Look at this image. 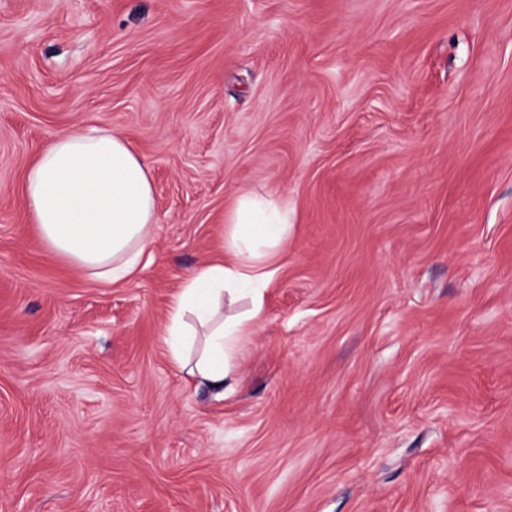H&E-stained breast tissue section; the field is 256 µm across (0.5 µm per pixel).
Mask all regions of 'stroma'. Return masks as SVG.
<instances>
[{
  "label": "stroma",
  "instance_id": "35a3bbf8",
  "mask_svg": "<svg viewBox=\"0 0 512 512\" xmlns=\"http://www.w3.org/2000/svg\"><path fill=\"white\" fill-rule=\"evenodd\" d=\"M79 127L152 177L128 284L28 214ZM245 190L291 226L219 400L163 334ZM0 512H512V0H0Z\"/></svg>",
  "mask_w": 512,
  "mask_h": 512
}]
</instances>
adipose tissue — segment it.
<instances>
[{"label":"adipose tissue","mask_w":512,"mask_h":512,"mask_svg":"<svg viewBox=\"0 0 512 512\" xmlns=\"http://www.w3.org/2000/svg\"><path fill=\"white\" fill-rule=\"evenodd\" d=\"M26 206L49 251L106 284L127 283L151 260L156 205L147 167L118 134L73 129L40 152L24 176ZM288 242V211L242 194L226 221L225 259L188 277L174 296L164 341L182 364L195 336L204 346L193 376L223 392L239 347L263 310L265 289ZM246 296L248 311L224 316L225 300Z\"/></svg>","instance_id":"obj_1"}]
</instances>
